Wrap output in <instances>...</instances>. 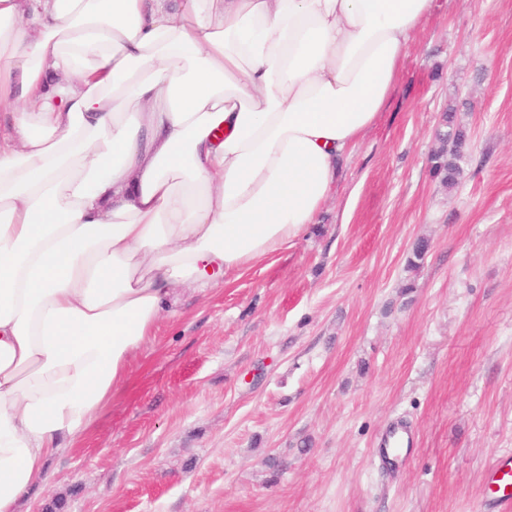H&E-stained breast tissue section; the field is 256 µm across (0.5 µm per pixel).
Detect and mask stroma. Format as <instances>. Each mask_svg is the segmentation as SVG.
<instances>
[{
	"label": "stroma",
	"mask_w": 512,
	"mask_h": 512,
	"mask_svg": "<svg viewBox=\"0 0 512 512\" xmlns=\"http://www.w3.org/2000/svg\"><path fill=\"white\" fill-rule=\"evenodd\" d=\"M448 110L468 133L452 190L428 164ZM401 425L411 454L384 455ZM507 454L512 0H432L306 236L183 292L18 509L495 512Z\"/></svg>",
	"instance_id": "obj_1"
}]
</instances>
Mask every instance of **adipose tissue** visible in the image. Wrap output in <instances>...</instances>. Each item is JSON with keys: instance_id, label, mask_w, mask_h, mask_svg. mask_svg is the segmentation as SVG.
<instances>
[{"instance_id": "ef3b65f1", "label": "adipose tissue", "mask_w": 512, "mask_h": 512, "mask_svg": "<svg viewBox=\"0 0 512 512\" xmlns=\"http://www.w3.org/2000/svg\"><path fill=\"white\" fill-rule=\"evenodd\" d=\"M432 0H0V512L180 292L316 222Z\"/></svg>"}]
</instances>
